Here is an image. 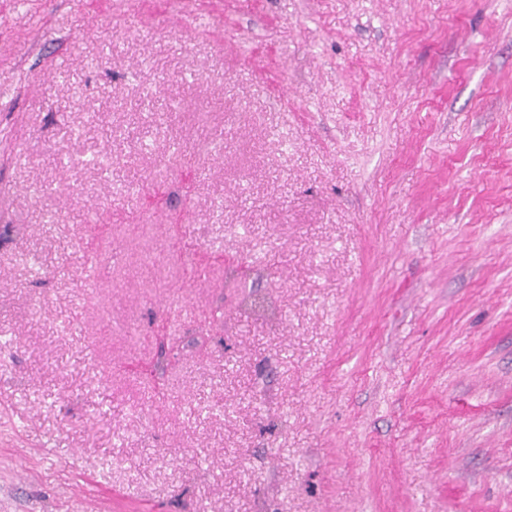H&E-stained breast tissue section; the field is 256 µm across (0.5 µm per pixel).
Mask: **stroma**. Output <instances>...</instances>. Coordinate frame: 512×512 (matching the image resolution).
Segmentation results:
<instances>
[{
	"label": "stroma",
	"instance_id": "35a3bbf8",
	"mask_svg": "<svg viewBox=\"0 0 512 512\" xmlns=\"http://www.w3.org/2000/svg\"><path fill=\"white\" fill-rule=\"evenodd\" d=\"M0 512H512V0H0Z\"/></svg>",
	"mask_w": 512,
	"mask_h": 512
}]
</instances>
